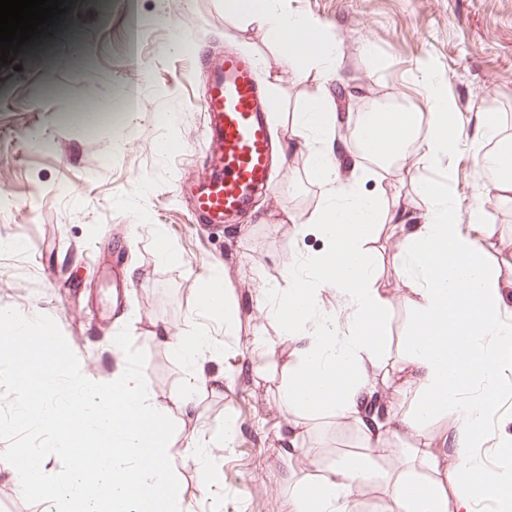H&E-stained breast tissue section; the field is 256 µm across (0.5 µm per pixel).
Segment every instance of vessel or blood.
<instances>
[{
	"instance_id": "1",
	"label": "vessel or blood",
	"mask_w": 512,
	"mask_h": 512,
	"mask_svg": "<svg viewBox=\"0 0 512 512\" xmlns=\"http://www.w3.org/2000/svg\"><path fill=\"white\" fill-rule=\"evenodd\" d=\"M258 67L257 59L228 50L209 73L202 100L207 175L189 192L196 218L213 227L236 223L270 185L273 144Z\"/></svg>"
}]
</instances>
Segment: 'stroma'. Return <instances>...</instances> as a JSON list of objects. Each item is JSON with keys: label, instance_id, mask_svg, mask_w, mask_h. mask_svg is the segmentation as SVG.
I'll return each instance as SVG.
<instances>
[{"label": "stroma", "instance_id": "1", "mask_svg": "<svg viewBox=\"0 0 512 512\" xmlns=\"http://www.w3.org/2000/svg\"><path fill=\"white\" fill-rule=\"evenodd\" d=\"M288 10L335 33L340 55L332 84L345 124H355L374 91L400 98L425 119L417 80L430 67L456 104L467 139L480 138L488 114L512 113V0H286ZM256 57L266 97L285 109L269 115L286 156L274 188L256 194L238 224L221 233L193 224L183 186L204 178L200 101L211 61L224 50ZM375 56L376 67L366 65ZM276 84H268V74ZM320 81H296L262 31L224 16V0H72L49 36L0 67V238L23 249L0 253V308L50 316L85 373L99 382L124 372L114 339L129 328L146 354L144 377L176 424L168 453L186 512H288V485L304 473L361 451L356 424L321 415L307 420L294 457L280 429L290 413L277 399L286 353L276 322L261 310L264 284L283 283L290 266L322 254L326 242L307 218L322 203L306 147L288 142L291 113L302 111ZM451 180L461 209L485 199L491 241L512 248V207L496 202L492 177L467 148L445 171L414 164L375 169L358 181L394 210L421 215L416 184ZM305 229L285 222L286 214ZM407 225L375 235L383 250L379 287L394 301L378 376L404 353L412 318L397 249ZM176 261H159V249ZM119 264L128 292L102 318ZM224 268L232 293L226 314L200 306L212 266ZM200 327L217 350L196 365L195 404L175 406L187 369L171 337ZM238 431L217 459L220 489L205 491L186 453L192 436L220 437L225 417ZM375 475L357 484L360 512H391L384 477L391 454L374 455Z\"/></svg>", "mask_w": 512, "mask_h": 512}]
</instances>
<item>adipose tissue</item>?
<instances>
[{"label": "adipose tissue", "mask_w": 512, "mask_h": 512, "mask_svg": "<svg viewBox=\"0 0 512 512\" xmlns=\"http://www.w3.org/2000/svg\"><path fill=\"white\" fill-rule=\"evenodd\" d=\"M224 15L269 33L295 79L312 70L323 78L305 109L293 116L288 135L307 147L320 183L324 203L313 221L328 250L304 270H289L288 287L273 284L264 291L266 312L279 323L288 349V379L279 397L295 412L283 433L289 449H296L306 415L352 419L363 442L381 452L405 432L414 445L397 449L398 465L385 477L395 512H474L488 498L498 499L501 512H512V464L489 472L468 454L489 437L495 404L484 389L512 380V318L503 302L505 284L512 281V253L488 262L483 202L463 213L450 182L422 184L417 192L426 208L411 220L379 197L347 187L335 163L336 94L330 86L339 56L335 37L315 20L287 12L282 0H224ZM419 81L429 103L425 127L413 129L407 112L364 113L356 128L361 152L354 167H381L389 159L400 167L417 159L451 167L464 140L452 121L454 102L431 69L421 70ZM470 148L492 173L498 201L511 205L512 145L502 142L496 115H489L481 139ZM403 223L410 232L399 255L413 318L397 371L407 398L388 401L381 416L371 404L378 386L366 365L380 357L392 297L376 285L374 232L382 224ZM327 288L341 298L333 314L317 309ZM449 415L458 424L456 444L465 451L454 466L430 449L431 425ZM236 428L228 418L221 441L187 442L202 487L215 482L216 455ZM371 475L363 457L306 474L291 486L290 512H357L354 484Z\"/></svg>", "instance_id": "1"}]
</instances>
